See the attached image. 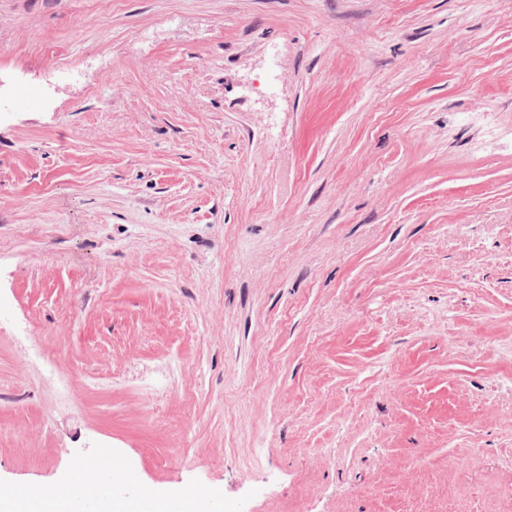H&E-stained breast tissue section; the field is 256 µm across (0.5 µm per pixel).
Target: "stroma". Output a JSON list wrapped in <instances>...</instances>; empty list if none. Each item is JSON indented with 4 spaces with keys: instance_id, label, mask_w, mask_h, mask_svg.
Listing matches in <instances>:
<instances>
[{
    "instance_id": "stroma-1",
    "label": "stroma",
    "mask_w": 512,
    "mask_h": 512,
    "mask_svg": "<svg viewBox=\"0 0 512 512\" xmlns=\"http://www.w3.org/2000/svg\"><path fill=\"white\" fill-rule=\"evenodd\" d=\"M20 81L0 487L512 512V0H0Z\"/></svg>"
}]
</instances>
